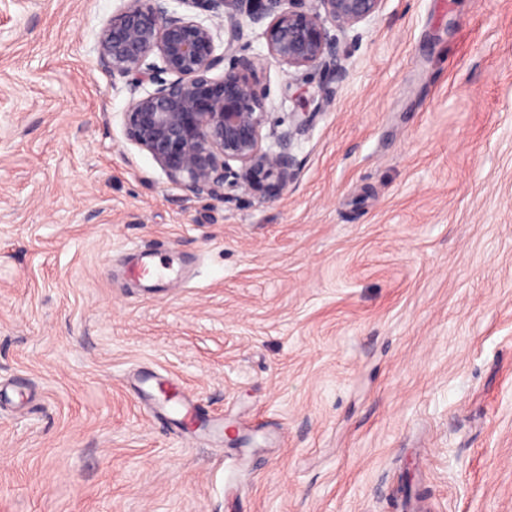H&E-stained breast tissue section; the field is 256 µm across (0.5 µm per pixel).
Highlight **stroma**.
Instances as JSON below:
<instances>
[{"mask_svg": "<svg viewBox=\"0 0 512 512\" xmlns=\"http://www.w3.org/2000/svg\"><path fill=\"white\" fill-rule=\"evenodd\" d=\"M121 5L0 0V512H396L404 479L512 512V0H385L265 203L128 141ZM159 245L190 276L140 287ZM135 367L225 435L149 418Z\"/></svg>", "mask_w": 512, "mask_h": 512, "instance_id": "35a3bbf8", "label": "stroma"}]
</instances>
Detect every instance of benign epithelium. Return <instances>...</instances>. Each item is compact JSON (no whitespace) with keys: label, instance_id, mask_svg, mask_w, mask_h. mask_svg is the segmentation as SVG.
I'll return each mask as SVG.
<instances>
[{"label":"benign epithelium","instance_id":"1","mask_svg":"<svg viewBox=\"0 0 512 512\" xmlns=\"http://www.w3.org/2000/svg\"><path fill=\"white\" fill-rule=\"evenodd\" d=\"M123 2L96 51L129 91L127 139L191 197L225 199L241 189L270 202L298 177L295 137L331 105L328 82L346 75L341 38L377 16L384 0H177L208 12L206 20L178 13L171 0ZM246 24L266 55L246 54ZM268 59L322 80L292 94L288 128L266 133L271 105L257 73Z\"/></svg>","mask_w":512,"mask_h":512}]
</instances>
